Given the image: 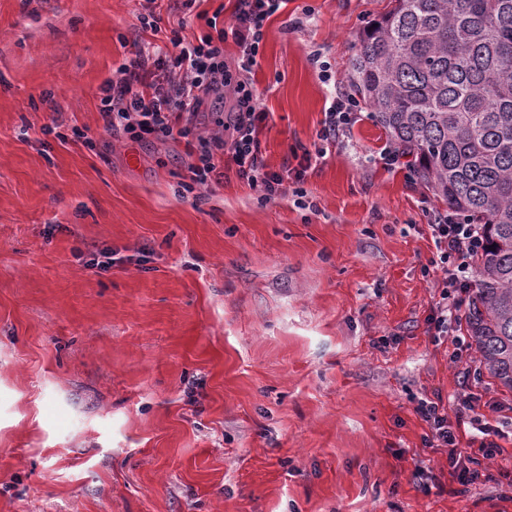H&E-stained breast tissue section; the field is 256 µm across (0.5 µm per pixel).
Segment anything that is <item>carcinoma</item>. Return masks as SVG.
I'll list each match as a JSON object with an SVG mask.
<instances>
[{
  "label": "carcinoma",
  "mask_w": 512,
  "mask_h": 512,
  "mask_svg": "<svg viewBox=\"0 0 512 512\" xmlns=\"http://www.w3.org/2000/svg\"><path fill=\"white\" fill-rule=\"evenodd\" d=\"M349 81L414 177L479 225L465 331L512 391V0H391Z\"/></svg>",
  "instance_id": "obj_1"
}]
</instances>
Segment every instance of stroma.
Listing matches in <instances>:
<instances>
[{"label":"stroma","instance_id":"obj_1","mask_svg":"<svg viewBox=\"0 0 512 512\" xmlns=\"http://www.w3.org/2000/svg\"><path fill=\"white\" fill-rule=\"evenodd\" d=\"M388 7L288 0L267 20L251 79L269 170L321 147L353 44ZM233 11L0 0V512H512V432L489 459L473 427L512 419V391L467 379L478 359L429 331L446 206L407 160L384 167L371 107L307 171L301 206L232 172L181 197L185 140L105 130L101 89L126 58ZM74 127L94 148L59 140ZM422 398L481 480L427 446Z\"/></svg>","mask_w":512,"mask_h":512}]
</instances>
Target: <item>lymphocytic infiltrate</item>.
Returning a JSON list of instances; mask_svg holds the SVG:
<instances>
[{
    "label": "lymphocytic infiltrate",
    "instance_id": "lymphocytic-infiltrate-1",
    "mask_svg": "<svg viewBox=\"0 0 512 512\" xmlns=\"http://www.w3.org/2000/svg\"><path fill=\"white\" fill-rule=\"evenodd\" d=\"M286 0H236L233 23L217 34H205L192 42L173 37L171 54L155 46L138 48L106 81L99 110L107 131L119 132L129 140L184 138L188 141L187 180L184 193L200 185L221 182L226 172H235L249 186L260 189L265 199L288 194L305 197L302 187L311 155H303V168L292 179L268 170L259 155L258 133L268 114L261 107L249 75L257 66L261 30ZM238 48L235 65L224 58L225 42ZM228 98L224 127L229 137L193 136L189 119L209 99ZM362 112L358 101L346 95L332 96L325 112L321 137L335 145L355 124ZM436 248L434 269L443 275L437 312L431 319L435 335H447L450 320L463 294L473 286L468 260L479 250L484 237L477 225L465 223L456 212L438 214L431 226ZM417 412L429 422L432 439L447 449L448 465L464 484L480 478L468 467L457 449L456 436L437 402L420 400Z\"/></svg>",
    "mask_w": 512,
    "mask_h": 512
}]
</instances>
